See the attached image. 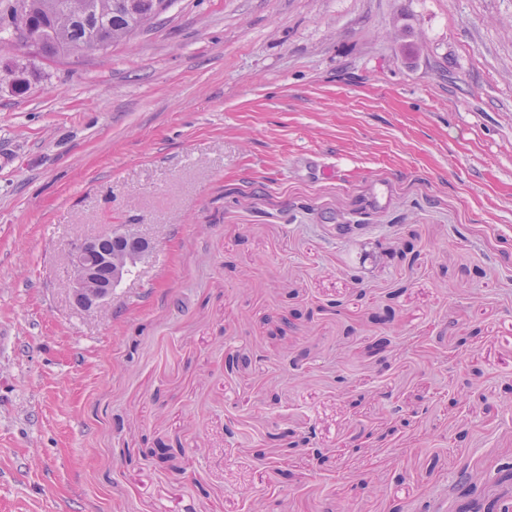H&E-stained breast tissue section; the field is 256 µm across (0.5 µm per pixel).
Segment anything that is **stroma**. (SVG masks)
<instances>
[{
	"label": "stroma",
	"instance_id": "35a3bbf8",
	"mask_svg": "<svg viewBox=\"0 0 512 512\" xmlns=\"http://www.w3.org/2000/svg\"><path fill=\"white\" fill-rule=\"evenodd\" d=\"M2 155L0 512L512 498V0H170L103 52L0 43ZM113 224L154 249L87 311L66 245Z\"/></svg>",
	"mask_w": 512,
	"mask_h": 512
}]
</instances>
